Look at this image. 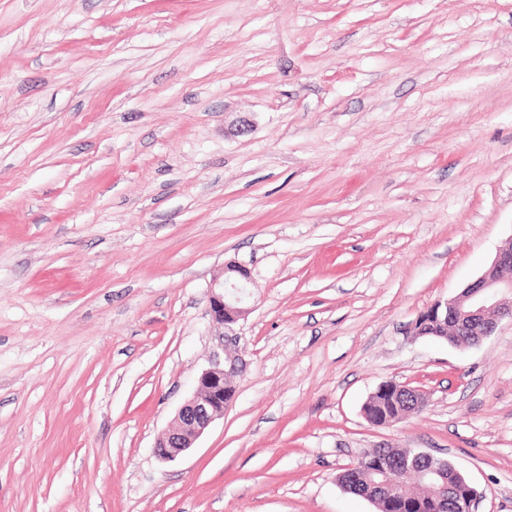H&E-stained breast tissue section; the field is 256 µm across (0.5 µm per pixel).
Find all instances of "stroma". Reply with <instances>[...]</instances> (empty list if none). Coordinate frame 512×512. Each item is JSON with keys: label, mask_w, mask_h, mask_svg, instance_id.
I'll list each match as a JSON object with an SVG mask.
<instances>
[{"label": "stroma", "mask_w": 512, "mask_h": 512, "mask_svg": "<svg viewBox=\"0 0 512 512\" xmlns=\"http://www.w3.org/2000/svg\"><path fill=\"white\" fill-rule=\"evenodd\" d=\"M509 246L512 0H0V512H376L374 448L512 512V327L413 334ZM230 261L234 400L159 460ZM396 399L387 387H377L362 406V410L370 417L397 416Z\"/></svg>", "instance_id": "obj_1"}]
</instances>
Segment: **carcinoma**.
Listing matches in <instances>:
<instances>
[{"instance_id": "obj_1", "label": "carcinoma", "mask_w": 512, "mask_h": 512, "mask_svg": "<svg viewBox=\"0 0 512 512\" xmlns=\"http://www.w3.org/2000/svg\"><path fill=\"white\" fill-rule=\"evenodd\" d=\"M369 417H395L396 399L386 387H378L362 406ZM405 448H375L363 454L357 467L339 485L352 495L372 503L377 512H454L448 498V463L436 458L417 471V479L402 468Z\"/></svg>"}]
</instances>
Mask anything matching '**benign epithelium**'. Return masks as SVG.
<instances>
[{
    "label": "benign epithelium",
    "mask_w": 512,
    "mask_h": 512,
    "mask_svg": "<svg viewBox=\"0 0 512 512\" xmlns=\"http://www.w3.org/2000/svg\"><path fill=\"white\" fill-rule=\"evenodd\" d=\"M248 272L230 264L224 279L214 282L208 294V315L212 332L221 348L238 339L236 325L248 315L249 294L244 281ZM512 327V247L500 250L488 269L467 283L453 297L433 304L414 324L416 336H465L462 348L472 347L492 335L502 324ZM235 372L224 356L213 353L208 367L199 375L191 397L179 408L171 427L158 436L155 453L172 461L193 447L211 424L224 416L234 395L224 392V382Z\"/></svg>",
    "instance_id": "benign-epithelium-1"
}]
</instances>
